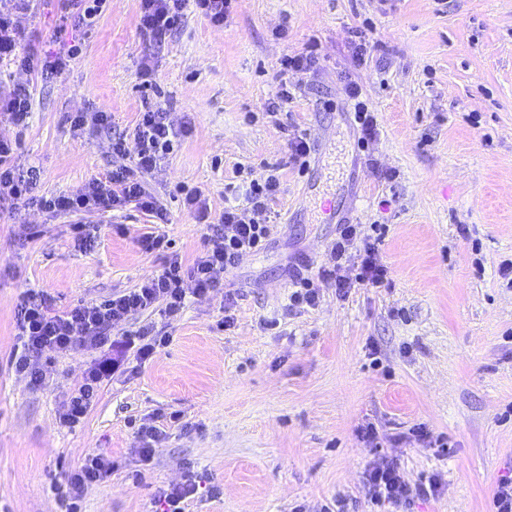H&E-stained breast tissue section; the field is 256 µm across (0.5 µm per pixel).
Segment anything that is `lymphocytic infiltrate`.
I'll use <instances>...</instances> for the list:
<instances>
[{"label": "lymphocytic infiltrate", "mask_w": 512, "mask_h": 512, "mask_svg": "<svg viewBox=\"0 0 512 512\" xmlns=\"http://www.w3.org/2000/svg\"><path fill=\"white\" fill-rule=\"evenodd\" d=\"M30 0H13L12 11L0 10V64L8 63L22 70L43 76L64 75L80 47L75 43L57 41L54 52L41 54L23 51L24 30L13 20L16 10H28ZM232 0H140L138 26L153 42H160L181 24L186 8H194L214 26H223ZM188 127H175L165 109L155 107L139 115L134 129L136 152L130 164L119 167L103 179H90L83 187L68 195L36 198L31 194L36 184L35 170L19 172L14 164L16 144L0 138V202L12 205H39L48 212L82 213L114 211L135 205L159 223H168L165 208L144 186L145 175L163 164ZM278 170L252 179L246 191L247 208L226 206L217 225L205 238V248L192 265H184L179 255H172L167 267L146 277L141 284L126 292L90 303H82L65 311L51 310L45 294L26 291L17 307L20 351L14 352L12 364L17 371L29 373L34 384H42L43 375L32 365L34 358L60 350L85 348L97 359L88 377L62 403L61 423L76 427L91 408L98 388L127 357L145 361L159 349L169 345L168 333L151 329L130 330L133 316L149 310L158 311L166 322L177 321L188 295L204 296L220 287L221 277L234 268L242 255L261 250L272 227L257 222L271 200L281 189ZM381 225L363 227L343 224L331 248V266L320 269L318 278L301 277L289 297L291 306H316L320 300L318 280L333 281L336 295L346 298L355 288H376L387 281L390 270L376 248ZM359 252V271L348 276L345 262L350 250ZM192 281L193 291H186L185 281ZM113 467L106 456L94 455L76 469L64 473L53 487L60 512H79V503L90 486ZM441 483L431 478L428 485L413 486L403 478L397 463L381 459L365 470L364 492L368 502L377 508H394L409 504L417 496L437 495Z\"/></svg>", "instance_id": "obj_1"}]
</instances>
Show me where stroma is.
I'll use <instances>...</instances> for the list:
<instances>
[{
  "instance_id": "obj_1",
  "label": "stroma",
  "mask_w": 512,
  "mask_h": 512,
  "mask_svg": "<svg viewBox=\"0 0 512 512\" xmlns=\"http://www.w3.org/2000/svg\"><path fill=\"white\" fill-rule=\"evenodd\" d=\"M60 0H36L21 23L46 51L79 38L62 77L0 68V85L32 98L25 126L0 125L21 168H37L35 195L69 194L124 165L112 140L131 136L140 112L161 105L189 125L144 181L170 221L135 208L114 214L0 210V512H59L52 484L94 453L115 466L91 486L81 512H156L160 490L195 479L185 512H369L364 471L393 458L406 480L439 476L438 495L409 512H491L512 476V0H235L223 26L188 15L162 44L138 28L139 0H105L93 26L60 29ZM371 23L366 63L353 31ZM317 43V71L289 74L293 100L268 102L278 62ZM152 55L153 87L137 71ZM356 83L359 99L346 87ZM378 124L359 146L356 102ZM79 112L108 126L76 131ZM306 134L308 166L290 164L289 141ZM283 170L265 249L243 256L221 288L190 296L171 343L102 382L75 428L62 402L94 365L76 348L40 358L33 387L16 372L17 304L46 294L66 310L137 287L171 252L192 262L208 232L186 192L203 190L211 219L224 187ZM95 235L74 244V225ZM341 224H382L390 281L336 297L321 283L316 307L289 309L296 275L317 276ZM161 234L170 248L145 251ZM231 312L226 330L218 322ZM179 414L171 424V414ZM164 423L166 438L142 460L133 428ZM372 422L390 440L358 436ZM424 426L445 448L409 440Z\"/></svg>"
}]
</instances>
